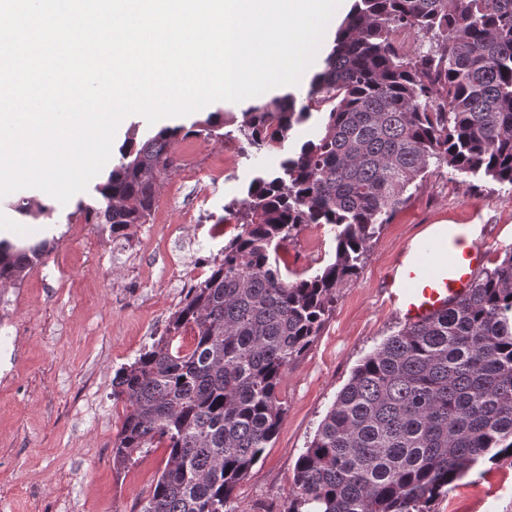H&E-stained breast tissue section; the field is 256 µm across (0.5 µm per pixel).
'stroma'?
Masks as SVG:
<instances>
[{"mask_svg": "<svg viewBox=\"0 0 512 512\" xmlns=\"http://www.w3.org/2000/svg\"><path fill=\"white\" fill-rule=\"evenodd\" d=\"M246 102L216 101L181 125L223 111L224 140L191 136L171 149L177 168L161 181L148 223L115 238L77 215V201L98 205L99 173L77 200L54 204L39 226L16 204L44 203L41 190L0 198V224L15 222L25 239L57 236L59 245L14 285H0V512H138L165 468V448L112 467L121 411L112 402L117 369L162 336L194 280L236 232L224 208L250 182L319 130L296 126L281 148L255 152L237 130ZM477 225L474 245L494 268L512 250V186L463 183L435 168L371 242L357 273L336 291V304L311 349L292 363L281 387L286 414L271 448L240 481L231 512H285L294 467L353 369L403 327L384 288L407 245L430 225ZM327 225H302L279 252L289 272L308 277L333 259ZM432 512H512V458L483 461L431 505Z\"/></svg>", "mask_w": 512, "mask_h": 512, "instance_id": "obj_1", "label": "stroma"}]
</instances>
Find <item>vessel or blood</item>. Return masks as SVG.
Masks as SVG:
<instances>
[{
	"mask_svg": "<svg viewBox=\"0 0 512 512\" xmlns=\"http://www.w3.org/2000/svg\"><path fill=\"white\" fill-rule=\"evenodd\" d=\"M410 258L386 289L387 303L406 323L424 321L469 291L485 254L480 247L459 250L457 239L439 244L426 239L409 246Z\"/></svg>",
	"mask_w": 512,
	"mask_h": 512,
	"instance_id": "obj_1",
	"label": "vessel or blood"
}]
</instances>
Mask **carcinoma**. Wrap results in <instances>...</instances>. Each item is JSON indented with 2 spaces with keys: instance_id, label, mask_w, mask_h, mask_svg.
I'll use <instances>...</instances> for the list:
<instances>
[{
  "instance_id": "obj_1",
  "label": "carcinoma",
  "mask_w": 512,
  "mask_h": 512,
  "mask_svg": "<svg viewBox=\"0 0 512 512\" xmlns=\"http://www.w3.org/2000/svg\"><path fill=\"white\" fill-rule=\"evenodd\" d=\"M428 48L403 49L406 32ZM320 114L321 132L252 180L225 211L238 233L193 283L166 332L112 382L122 407L112 446L121 471L164 445L167 462L140 512H225L277 435L288 366L315 342L336 289L357 274L374 236L431 163L512 185V0H354L306 104L256 101L239 132L277 148ZM214 112L193 134L221 141ZM166 127L125 151L78 202L87 224L120 234L145 224L176 166ZM302 224H330L334 260L288 279L278 251ZM52 242L0 238V282L16 283ZM191 331L194 342L177 344ZM512 448V251L469 293L404 325L367 355L294 468L287 512H430L479 461Z\"/></svg>"
}]
</instances>
